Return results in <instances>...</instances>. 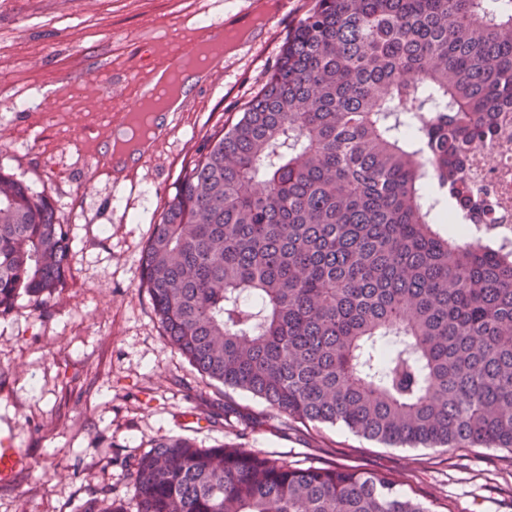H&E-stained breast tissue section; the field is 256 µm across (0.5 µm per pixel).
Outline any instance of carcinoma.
Here are the masks:
<instances>
[{
	"label": "carcinoma",
	"mask_w": 512,
	"mask_h": 512,
	"mask_svg": "<svg viewBox=\"0 0 512 512\" xmlns=\"http://www.w3.org/2000/svg\"><path fill=\"white\" fill-rule=\"evenodd\" d=\"M498 112L511 8L316 0L145 247L169 343L293 418L390 447L512 450V253L441 231L425 205L475 196L466 161ZM463 216L498 221L477 202ZM72 258L49 197L0 171V315L21 298L44 313ZM131 475L136 512H430L357 469L176 436Z\"/></svg>",
	"instance_id": "1"
}]
</instances>
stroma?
Wrapping results in <instances>:
<instances>
[{"mask_svg": "<svg viewBox=\"0 0 512 512\" xmlns=\"http://www.w3.org/2000/svg\"><path fill=\"white\" fill-rule=\"evenodd\" d=\"M313 3L285 0L247 57H225L221 84L173 113L120 186L90 160L97 131L133 106L169 38L249 0H0V169L51 196L74 251L48 315L22 298L0 316V433L26 455L0 483V512H77L102 487L134 512L130 467L165 436L298 467L360 468L431 512H512V451L395 448L288 417L201 374L168 343L141 286L142 252L182 169L265 82ZM75 72L88 86L71 83ZM42 96V110L5 106Z\"/></svg>", "mask_w": 512, "mask_h": 512, "instance_id": "stroma-1", "label": "stroma"}]
</instances>
